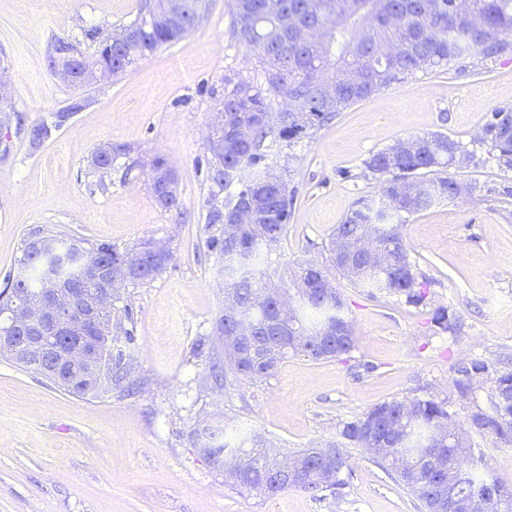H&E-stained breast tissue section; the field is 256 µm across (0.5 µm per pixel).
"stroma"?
<instances>
[{
	"label": "stroma",
	"instance_id": "35a3bbf8",
	"mask_svg": "<svg viewBox=\"0 0 512 512\" xmlns=\"http://www.w3.org/2000/svg\"><path fill=\"white\" fill-rule=\"evenodd\" d=\"M140 0H0V288L25 240L49 229L129 248L164 244L165 269L123 287L131 342L123 344L138 393L76 396L0 357V512H420L418 501L360 447L339 493L315 499L297 489L266 500L224 483L188 437L198 425L224 426L227 442L265 434L292 453L337 438L339 422L412 394H436L463 420L487 406L490 385L462 398L454 365L512 361V169L489 158L476 136L485 115L512 105V57L490 72L440 68L360 100L301 138L274 142L270 169L296 191L287 232L256 270L272 281L306 261L325 262L329 237L356 199L378 196L363 162L398 140L442 132L484 157L454 173L478 195L410 215L409 253L430 279L432 306L460 318L454 335L436 334L424 310L394 294L335 284L358 337L343 361H283L258 386L225 396L211 388L207 352L224 309L220 264L206 248V214L224 194L205 170L206 140L225 86L241 79L264 87L260 64L233 34L230 0H209L197 27L126 71L76 89L52 71L58 39L94 54L108 34L130 24ZM84 108L63 125L55 115L72 100ZM49 126L32 146L28 130ZM124 147L141 167L94 168L100 148ZM164 157L177 178L180 213L164 209L149 187V161ZM348 177H340V170ZM502 485L512 488V444L473 436Z\"/></svg>",
	"mask_w": 512,
	"mask_h": 512
}]
</instances>
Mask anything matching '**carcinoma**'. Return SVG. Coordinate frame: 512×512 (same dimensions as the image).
Segmentation results:
<instances>
[{
    "label": "carcinoma",
    "mask_w": 512,
    "mask_h": 512,
    "mask_svg": "<svg viewBox=\"0 0 512 512\" xmlns=\"http://www.w3.org/2000/svg\"><path fill=\"white\" fill-rule=\"evenodd\" d=\"M190 12L177 29L146 28L139 41L130 46V58L137 60L159 47L176 42L195 28V18L205 12L207 0H189ZM307 0H232L235 34L238 40L254 54L264 76L279 73L288 93L283 94L271 85L262 90L248 81H239L224 91V154L208 160L209 179L224 176L230 170H255L248 178L238 177L224 182L227 190L223 209L208 210L206 245L211 255L222 264L224 291L233 295L236 308L233 313H222L217 324L224 325V335H235L237 323L251 324L254 335L263 336L272 346L283 348L282 358L303 357L310 361L340 359L356 347L352 321L345 311L341 293L337 301L329 303L320 297L300 301L293 326L318 336L330 326L343 332L346 340L335 349L317 355L303 346L288 347V319L281 325L272 323L274 311L265 295L282 290L256 275L255 266L260 252L277 245L287 231L295 191L285 179L267 181L261 169L265 166L266 142L280 138L292 140L301 132L283 121L268 123L265 113L271 111L270 99H284V112H301L308 116L304 129L321 126L331 121L349 105L376 92L424 71L447 67L456 71L469 68H489V65L512 52V0H325V11L314 17L308 14ZM162 6V0H142L133 25ZM304 16L305 26L317 27L325 38L287 44L288 17ZM131 25V26H133ZM131 26H124L112 34V42L102 43L93 57L80 55L79 67L92 71L107 64L112 73H122L127 66L115 54L113 45L124 39ZM352 67L371 75L362 88L342 86L336 97V108L328 110L310 94V86L324 73ZM512 110V105L494 108L481 127V141L488 142L499 165L512 168V133L498 130L496 116ZM418 148L405 154H393L383 149L371 154L364 162V173L379 181L381 201L361 197L331 234L326 246L329 265L305 262L297 267L293 280L313 279L334 287L329 268L364 288H375L398 294L405 303L415 308L427 306L431 280L418 271L403 240V215L431 208L440 201H455L466 193L474 194L479 187L463 185L455 177L451 158L467 156L471 163L482 160L465 149L461 142L442 133L417 135ZM169 170L165 158L154 157L150 162L151 190H156L161 176ZM249 201L255 215L251 223L237 227V247L245 251L234 253L225 239V222L233 216L238 204ZM372 237L376 247L386 251L389 263L378 265L370 260L355 262L349 253L360 250L363 234ZM170 257L145 262L135 286L153 280L166 267ZM79 266L74 260L46 265L42 259H33L30 265H18L15 276L6 287L19 292H32L43 285L47 275L75 276ZM428 323L436 333L455 335L461 324L455 313L444 306L428 311ZM130 321L129 308L102 314L104 326L120 332L125 340H133V331L126 327ZM214 384L231 395L243 385L255 386L271 377L278 364L266 366L241 353L236 357H221L220 351L210 347ZM123 354L116 356L111 385L119 392H131L135 383L128 379V370L122 366ZM454 386L460 397L468 396L475 380L492 377L493 386L488 396L489 408H479L466 419L473 432L493 433L499 439L512 438V402L502 394L512 392V369L500 370L482 360L461 362L454 367ZM403 413L401 431L392 434L396 462L380 459L381 464L396 475L398 481L421 503L424 512H448L435 506L432 476L427 473L428 451L439 438L451 437L459 445L463 435L459 424L448 412V400L432 395H412L379 403L362 415L341 423L340 438L352 445L362 446L364 428L371 421L379 423ZM195 437L204 454L215 467L226 457L236 460L234 477H224L229 485L266 498H274L290 489H300L317 496L334 491L343 485L341 479L325 485L320 473L313 469L306 480L297 483L286 477L275 478L276 457L268 450V440L258 432L247 433L232 446L223 440L221 429L205 425L195 430ZM460 466L466 475L463 490L479 492L490 485L495 494L486 500L484 512H512V488H506L490 474L480 472L482 460H462Z\"/></svg>",
    "instance_id": "cac0c4a2"
}]
</instances>
